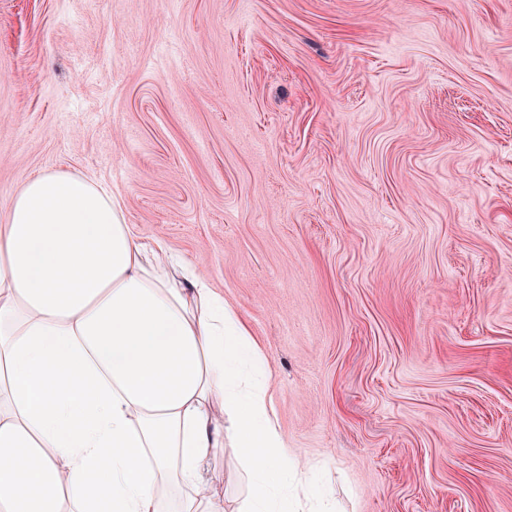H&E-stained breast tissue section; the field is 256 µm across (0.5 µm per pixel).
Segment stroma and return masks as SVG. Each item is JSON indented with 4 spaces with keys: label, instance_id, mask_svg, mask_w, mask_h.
<instances>
[{
    "label": "stroma",
    "instance_id": "stroma-1",
    "mask_svg": "<svg viewBox=\"0 0 512 512\" xmlns=\"http://www.w3.org/2000/svg\"><path fill=\"white\" fill-rule=\"evenodd\" d=\"M58 169L235 308L295 496L512 512V0H0V219Z\"/></svg>",
    "mask_w": 512,
    "mask_h": 512
}]
</instances>
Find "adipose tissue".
I'll return each mask as SVG.
<instances>
[{"label":"adipose tissue","instance_id":"obj_1","mask_svg":"<svg viewBox=\"0 0 512 512\" xmlns=\"http://www.w3.org/2000/svg\"><path fill=\"white\" fill-rule=\"evenodd\" d=\"M265 360L236 310L162 240L136 238L111 195L66 171L24 178L0 224V512H288L295 451ZM232 444L250 480L224 504L206 462Z\"/></svg>","mask_w":512,"mask_h":512}]
</instances>
